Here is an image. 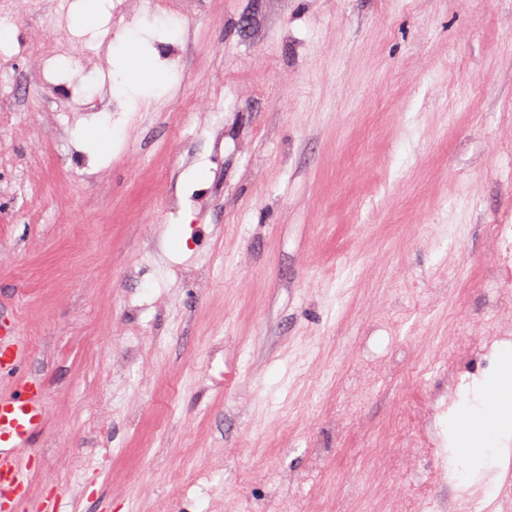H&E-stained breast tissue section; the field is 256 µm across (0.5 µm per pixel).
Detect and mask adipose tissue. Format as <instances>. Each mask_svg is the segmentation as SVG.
Instances as JSON below:
<instances>
[{
	"label": "adipose tissue",
	"instance_id": "adipose-tissue-1",
	"mask_svg": "<svg viewBox=\"0 0 512 512\" xmlns=\"http://www.w3.org/2000/svg\"><path fill=\"white\" fill-rule=\"evenodd\" d=\"M492 403L483 413H463L457 416L455 424L462 443L468 447L487 441L497 430L500 415L512 413V357L502 356L497 376L490 386Z\"/></svg>",
	"mask_w": 512,
	"mask_h": 512
}]
</instances>
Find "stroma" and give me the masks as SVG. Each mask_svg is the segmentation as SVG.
Instances as JSON below:
<instances>
[{
  "instance_id": "obj_1",
  "label": "stroma",
  "mask_w": 512,
  "mask_h": 512,
  "mask_svg": "<svg viewBox=\"0 0 512 512\" xmlns=\"http://www.w3.org/2000/svg\"><path fill=\"white\" fill-rule=\"evenodd\" d=\"M120 2L87 26L58 0L47 29L27 0L0 43V327L30 351L0 394L46 406L25 512L494 500L512 422L466 452L452 422L489 405L512 320L483 286L512 224V0H191L116 33ZM35 35L100 111L30 104Z\"/></svg>"
}]
</instances>
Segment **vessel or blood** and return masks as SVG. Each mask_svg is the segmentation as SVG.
<instances>
[{"mask_svg": "<svg viewBox=\"0 0 512 512\" xmlns=\"http://www.w3.org/2000/svg\"><path fill=\"white\" fill-rule=\"evenodd\" d=\"M26 356L24 344L0 336V375L17 372ZM45 418L43 390L25 382L20 395H0V512H23L19 488L30 476L27 448Z\"/></svg>", "mask_w": 512, "mask_h": 512, "instance_id": "obj_1", "label": "vessel or blood"}]
</instances>
